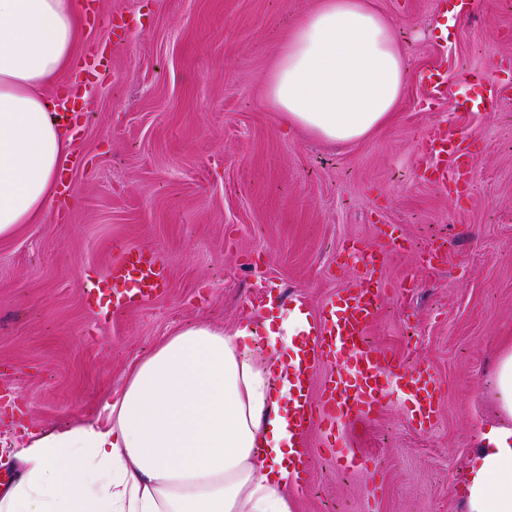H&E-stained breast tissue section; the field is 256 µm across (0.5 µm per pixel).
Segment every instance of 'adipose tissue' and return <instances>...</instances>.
I'll return each instance as SVG.
<instances>
[{
  "instance_id": "adipose-tissue-1",
  "label": "adipose tissue",
  "mask_w": 512,
  "mask_h": 512,
  "mask_svg": "<svg viewBox=\"0 0 512 512\" xmlns=\"http://www.w3.org/2000/svg\"><path fill=\"white\" fill-rule=\"evenodd\" d=\"M82 26L81 0H0V239L53 201L66 144L40 88L70 67ZM408 73L370 0H321L281 46L266 96L290 126L349 143L393 118ZM291 317L264 356L248 322L172 331L90 419L22 434L0 512H294L289 389L275 381L303 321ZM495 389L510 423L480 434L463 512H512V347Z\"/></svg>"
}]
</instances>
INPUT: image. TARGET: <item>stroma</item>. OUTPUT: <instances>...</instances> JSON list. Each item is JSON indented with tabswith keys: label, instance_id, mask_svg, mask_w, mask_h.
<instances>
[{
	"label": "stroma",
	"instance_id": "1",
	"mask_svg": "<svg viewBox=\"0 0 512 512\" xmlns=\"http://www.w3.org/2000/svg\"><path fill=\"white\" fill-rule=\"evenodd\" d=\"M320 0H96L114 27L84 25L79 53L110 64L90 86L70 149L85 159L60 209L0 240V458L18 427L87 417L131 365L177 328L233 329L270 315L282 296L315 313L361 275L354 252L399 225L373 345L441 386L436 423L410 425L401 396L340 436L372 471L337 468L308 437L309 479L296 512H460L479 432L500 424L494 369L512 345V97L489 77L512 64V0H475L444 15L438 0H373L410 59L394 120L351 144L288 126L265 97L277 52ZM448 64L431 105L423 76ZM462 97L478 101L459 112ZM467 137L466 195L425 180L435 126ZM442 245L430 267L422 254ZM167 257L165 292L100 317L83 284L121 247Z\"/></svg>",
	"mask_w": 512,
	"mask_h": 512
}]
</instances>
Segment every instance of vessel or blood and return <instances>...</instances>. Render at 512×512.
<instances>
[{"label":"vessel or blood","instance_id":"b4317fda","mask_svg":"<svg viewBox=\"0 0 512 512\" xmlns=\"http://www.w3.org/2000/svg\"><path fill=\"white\" fill-rule=\"evenodd\" d=\"M423 148L434 160L433 180L453 182L455 193H464L473 176V154L464 139L437 128ZM362 263L361 278L347 282L317 315L307 317L295 359L285 372L290 386L288 421L296 446H303L312 429L331 432L379 415L394 385L407 388L411 417L418 426L432 423L436 416L439 386L430 371L403 368L366 340L386 283L377 274L376 253L364 254ZM164 273L161 252L129 250L113 260L107 277L86 294L105 300L107 308L115 311L132 309L156 293ZM325 364L333 371L319 394L311 395V381ZM330 453L344 469L361 470L369 464L363 453L342 440Z\"/></svg>","mask_w":512,"mask_h":512}]
</instances>
